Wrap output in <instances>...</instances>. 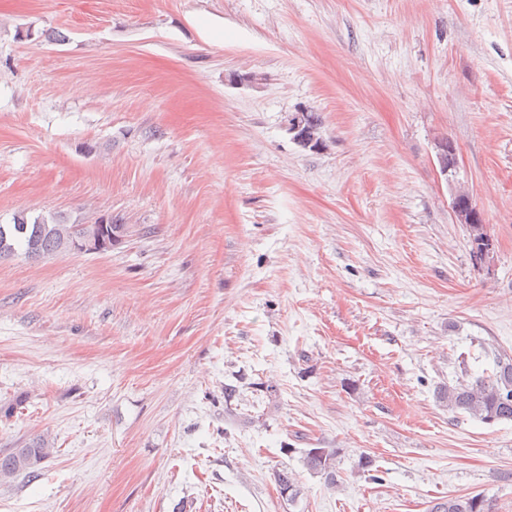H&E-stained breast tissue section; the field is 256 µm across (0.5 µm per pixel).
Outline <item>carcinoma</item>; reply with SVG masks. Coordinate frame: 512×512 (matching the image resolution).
Returning a JSON list of instances; mask_svg holds the SVG:
<instances>
[{
	"mask_svg": "<svg viewBox=\"0 0 512 512\" xmlns=\"http://www.w3.org/2000/svg\"><path fill=\"white\" fill-rule=\"evenodd\" d=\"M79 228L54 218L30 224L22 216L13 224H0V259L14 255L17 250L31 259L68 252V240ZM468 242L474 254L481 255L493 246L482 219L477 218L466 225ZM105 241L112 244L125 236V225L115 224L112 219L99 225ZM436 398L452 412H464L484 423L492 424L512 420V356H495L492 374L472 382H458L439 386ZM50 453L48 441L37 436L20 448L0 452V480L23 475L37 476V468ZM340 448H308L302 451L301 464L313 477L323 479L328 487H336L337 465ZM278 489L288 488L287 501L293 503L301 494V485L296 473L284 468L274 474ZM428 512H494L492 502L482 494L450 496L433 502Z\"/></svg>",
	"mask_w": 512,
	"mask_h": 512,
	"instance_id": "1",
	"label": "carcinoma"
}]
</instances>
